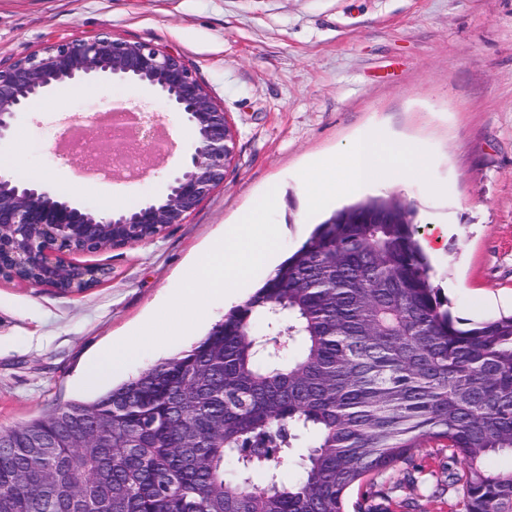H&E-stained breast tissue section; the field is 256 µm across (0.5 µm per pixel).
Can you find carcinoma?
<instances>
[{"label":"carcinoma","mask_w":512,"mask_h":512,"mask_svg":"<svg viewBox=\"0 0 512 512\" xmlns=\"http://www.w3.org/2000/svg\"><path fill=\"white\" fill-rule=\"evenodd\" d=\"M430 271L399 198L331 211L191 350L0 430V512H347L428 441L460 512H512V315L463 326Z\"/></svg>","instance_id":"cac0c4a2"}]
</instances>
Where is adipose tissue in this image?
Here are the masks:
<instances>
[{"mask_svg":"<svg viewBox=\"0 0 512 512\" xmlns=\"http://www.w3.org/2000/svg\"><path fill=\"white\" fill-rule=\"evenodd\" d=\"M428 160L413 141L371 131L341 151L312 166L305 179L307 209L315 213L339 196H351L387 183L408 185L420 181ZM277 228L264 224L260 212L246 213L224 232L183 281L168 307L173 322H150L139 328L135 340H121L99 353L86 368L87 386H98L125 369L137 352L157 346L163 337L185 333L198 315L204 298H230L259 270L271 267Z\"/></svg>","mask_w":512,"mask_h":512,"instance_id":"adipose-tissue-1","label":"adipose tissue"}]
</instances>
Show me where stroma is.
I'll use <instances>...</instances> for the list:
<instances>
[{"mask_svg":"<svg viewBox=\"0 0 512 512\" xmlns=\"http://www.w3.org/2000/svg\"><path fill=\"white\" fill-rule=\"evenodd\" d=\"M106 33L178 52L228 112L235 157L186 223L84 255L112 270L87 293L0 282L1 430L99 396L82 380L87 361L165 318L180 275L268 188L280 196L267 215L281 230L278 258L299 249L318 221L304 211L307 167L374 126L419 142L431 161L423 181L372 193L399 197L420 238L447 225L448 244L430 264L449 311L466 323L512 313V0H0L4 67L51 39ZM115 103L157 113L173 147L143 177L90 183L80 160L63 157V120ZM196 146L192 126L154 89L100 79L30 103L0 141V163L76 205L114 196L130 207L162 195ZM227 310L205 300L189 335L132 359L126 376L189 349ZM448 455L418 449L413 483L397 468L371 476L377 504L456 512L463 491L448 478Z\"/></svg>","mask_w":512,"mask_h":512,"instance_id":"1","label":"stroma"}]
</instances>
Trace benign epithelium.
<instances>
[{
	"label": "benign epithelium",
	"mask_w": 512,
	"mask_h": 512,
	"mask_svg": "<svg viewBox=\"0 0 512 512\" xmlns=\"http://www.w3.org/2000/svg\"><path fill=\"white\" fill-rule=\"evenodd\" d=\"M107 77L147 84L170 111L198 135L190 160L170 179L166 193L135 208L103 214L51 195L35 180L19 183L0 173V280L78 295L101 283L110 270L75 262L70 256L125 248L157 239L183 224L218 186L235 149V133L224 110L181 56L166 47L130 42L108 34L87 40H53L0 67V140L11 132L29 101L62 82ZM158 122L141 113L142 142L150 146Z\"/></svg>",
	"instance_id": "7a95c632"
}]
</instances>
